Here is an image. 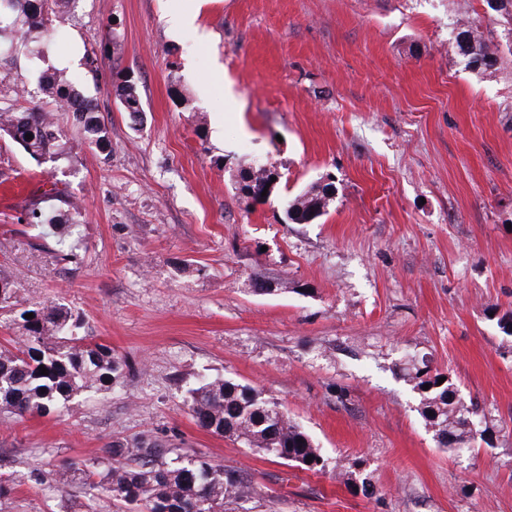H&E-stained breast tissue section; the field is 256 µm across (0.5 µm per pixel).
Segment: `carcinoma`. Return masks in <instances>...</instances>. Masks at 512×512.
Masks as SVG:
<instances>
[{"label":"carcinoma","instance_id":"1","mask_svg":"<svg viewBox=\"0 0 512 512\" xmlns=\"http://www.w3.org/2000/svg\"><path fill=\"white\" fill-rule=\"evenodd\" d=\"M68 10L65 0H0V50L31 53L29 35L34 30L50 40L59 30L58 20ZM500 29L487 38L480 25L458 18L455 41L465 68L478 74L498 70L502 49L512 53V11L495 10ZM43 97L23 112L0 111V131L19 143L35 158L64 153L56 112H67L81 126L89 143L104 150L109 140L101 124L97 103L85 96L66 71L43 72L38 77ZM113 93L133 124L144 112L141 94L133 81L117 78ZM33 138L27 140L25 135ZM274 172L264 166L250 167L241 175L240 191L261 196ZM331 185H311L288 202L286 216L294 224H307L326 212ZM70 210L50 211L38 206L27 213L30 224L55 227L61 247L57 258H74L66 249L80 223L76 203ZM16 291L0 277V314L16 311ZM31 313L34 318L27 319ZM19 336L12 345H0V414L16 419L59 413L79 397L107 394L123 383L128 365L112 347L80 333L82 324L71 308L57 301L24 309L19 314ZM48 374L43 375L40 367ZM404 377L418 394V412L435 441L443 448H470L485 431L477 428L476 408L457 398L451 379L438 383L444 373L432 369L426 359L403 368ZM430 388L425 390L423 385ZM196 424L202 429L239 442L257 453L306 470H319L323 459L310 435L279 403L248 384L233 379H202L188 390L186 400ZM312 462H306L308 456ZM26 480L35 486L73 488L88 502L101 497L112 500L119 512H227V506L250 501L259 495L243 471L217 464L206 456L176 448L158 437L138 435L113 440L103 454L72 460L49 468L32 467Z\"/></svg>","mask_w":512,"mask_h":512}]
</instances>
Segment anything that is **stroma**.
I'll use <instances>...</instances> for the list:
<instances>
[{"label": "stroma", "mask_w": 512, "mask_h": 512, "mask_svg": "<svg viewBox=\"0 0 512 512\" xmlns=\"http://www.w3.org/2000/svg\"><path fill=\"white\" fill-rule=\"evenodd\" d=\"M452 2L201 0L176 33L185 0H73L64 40L0 56V107L21 111L17 87L77 55L69 74L110 139L91 146L65 112L61 157L0 137V185L63 192L0 203V275L21 306L63 300L129 364L113 393L0 421V455L96 457L145 433L247 471L260 493L230 512H512V337L496 320L512 309V55L466 69ZM119 74L142 125L117 105ZM257 165L276 174L258 201L235 188ZM315 183L329 208L291 223L287 200ZM71 200L84 218L67 263L25 215ZM421 357L478 405L485 440L438 447L404 378ZM204 376L278 399L324 469L197 426L184 400ZM0 474L15 483L0 512H60L65 493ZM113 93L123 112L134 125H137L144 112L141 94L137 84L132 80L122 79L119 75L112 84Z\"/></svg>", "instance_id": "obj_1"}]
</instances>
